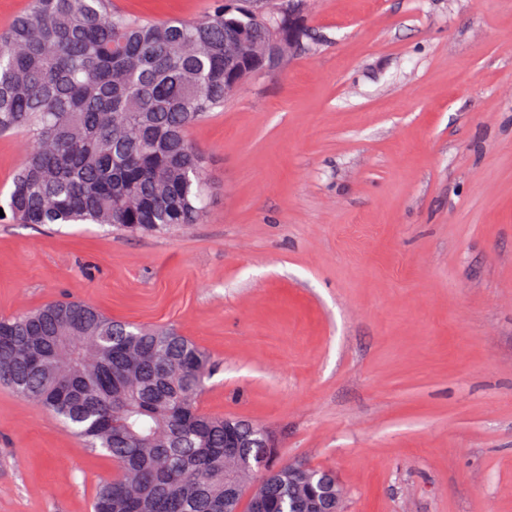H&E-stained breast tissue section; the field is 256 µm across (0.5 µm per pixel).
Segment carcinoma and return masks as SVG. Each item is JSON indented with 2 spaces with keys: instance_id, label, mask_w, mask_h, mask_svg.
Wrapping results in <instances>:
<instances>
[{
  "instance_id": "cac0c4a2",
  "label": "carcinoma",
  "mask_w": 512,
  "mask_h": 512,
  "mask_svg": "<svg viewBox=\"0 0 512 512\" xmlns=\"http://www.w3.org/2000/svg\"><path fill=\"white\" fill-rule=\"evenodd\" d=\"M288 29L222 0L194 20L145 21L112 0H30L0 33V134L29 147L0 221L198 224L208 178L187 131L260 71ZM52 341L35 368L14 350ZM210 358L171 328L113 319L81 301L0 318V384L62 420L116 463L94 512H233L260 449L224 451V418L197 407ZM288 501V468L254 488Z\"/></svg>"
}]
</instances>
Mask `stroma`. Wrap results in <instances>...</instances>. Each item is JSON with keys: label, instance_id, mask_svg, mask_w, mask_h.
<instances>
[{"label": "stroma", "instance_id": "1", "mask_svg": "<svg viewBox=\"0 0 512 512\" xmlns=\"http://www.w3.org/2000/svg\"><path fill=\"white\" fill-rule=\"evenodd\" d=\"M307 14L312 51L189 129L202 223L0 222V317L70 299L177 329L210 356L200 410L337 473L347 512H512V0ZM114 471L0 386V512H91Z\"/></svg>", "mask_w": 512, "mask_h": 512}]
</instances>
